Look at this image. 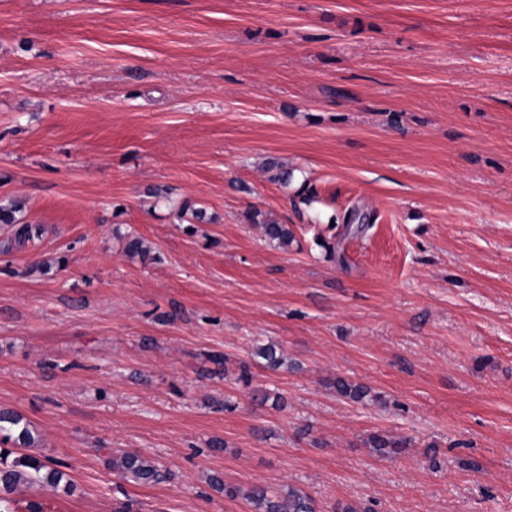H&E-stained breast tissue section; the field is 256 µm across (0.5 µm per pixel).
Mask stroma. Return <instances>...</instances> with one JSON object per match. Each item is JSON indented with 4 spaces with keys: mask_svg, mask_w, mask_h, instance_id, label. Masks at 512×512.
Masks as SVG:
<instances>
[{
    "mask_svg": "<svg viewBox=\"0 0 512 512\" xmlns=\"http://www.w3.org/2000/svg\"><path fill=\"white\" fill-rule=\"evenodd\" d=\"M10 200L41 235L0 226V409L64 473L15 498L251 512L217 474L316 512H512V0H0ZM250 224H256L261 229L264 237L283 250H288L297 242L294 230L290 224H282L268 214L258 210L246 214ZM112 466L119 473L143 483L156 482L162 477L158 465L153 460L135 452H126L114 458Z\"/></svg>",
    "mask_w": 512,
    "mask_h": 512,
    "instance_id": "35a3bbf8",
    "label": "stroma"
}]
</instances>
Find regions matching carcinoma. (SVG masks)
Masks as SVG:
<instances>
[{
  "label": "carcinoma",
  "mask_w": 512,
  "mask_h": 512,
  "mask_svg": "<svg viewBox=\"0 0 512 512\" xmlns=\"http://www.w3.org/2000/svg\"><path fill=\"white\" fill-rule=\"evenodd\" d=\"M246 219L259 226L268 241L284 250L297 242L291 225L282 224L266 213L253 210L246 214ZM0 224L13 227L14 240L20 244L39 236L38 229L22 215V208L13 202L0 204ZM124 250L131 256L145 257L149 253L145 242L132 234L126 235ZM255 356L264 360L265 367L269 369L277 370L286 365L283 355L272 344L256 346ZM334 386L338 394L353 401H361L368 394L365 386L342 378L336 379ZM11 440L21 445H30L34 442V437L21 415L12 411H0V441ZM9 454V450L4 456L0 454V502L3 503L4 512H43V507L35 503L23 506L8 498V495L24 483L57 486L63 479V472L37 457L23 454L10 460ZM112 466L119 473L143 483L156 482L162 477L153 460L135 452H126L114 458ZM245 498L254 512H313L309 497L295 488L272 492L264 487H251L246 491Z\"/></svg>",
  "instance_id": "1"
}]
</instances>
